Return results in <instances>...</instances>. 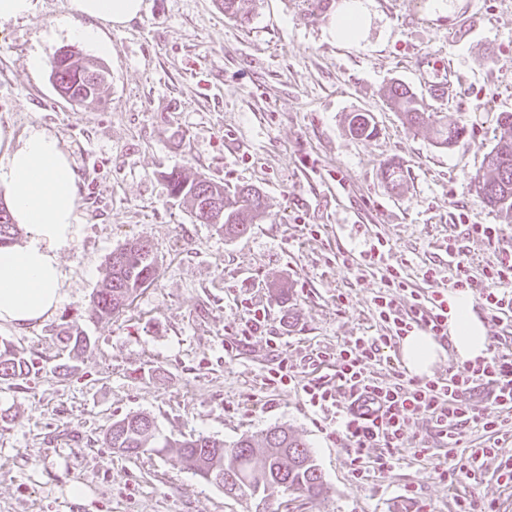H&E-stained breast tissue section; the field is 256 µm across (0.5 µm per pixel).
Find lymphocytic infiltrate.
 <instances>
[{"instance_id":"lymphocytic-infiltrate-1","label":"lymphocytic infiltrate","mask_w":512,"mask_h":512,"mask_svg":"<svg viewBox=\"0 0 512 512\" xmlns=\"http://www.w3.org/2000/svg\"><path fill=\"white\" fill-rule=\"evenodd\" d=\"M448 255L451 285L447 288L433 287L429 269L423 278L430 287L423 291L411 288L400 270H386L374 296L380 333L350 337L332 354L317 353L319 364L334 361L333 372L302 386L311 407L335 415L336 440L346 449L358 479H367L370 465L390 468L396 451L407 446L417 421L425 419L443 449V458L435 465L443 486L464 480L478 485L485 460L494 458L498 482L512 487V455H499L501 441L512 435V350L490 346L486 357L429 379L400 370L396 358L401 340L410 333L447 336L449 290H478L493 320L512 318L511 252L496 254L477 273L456 249H449ZM403 295L408 296V305H401ZM381 363L395 370L396 382L384 385L373 378L371 366ZM479 391L492 413H484L483 405L475 401ZM472 428L483 432L485 443L470 449L465 461H458L457 451ZM371 448L380 451L372 463L367 460Z\"/></svg>"}]
</instances>
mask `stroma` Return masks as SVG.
Masks as SVG:
<instances>
[{
	"instance_id": "35a3bbf8",
	"label": "stroma",
	"mask_w": 512,
	"mask_h": 512,
	"mask_svg": "<svg viewBox=\"0 0 512 512\" xmlns=\"http://www.w3.org/2000/svg\"><path fill=\"white\" fill-rule=\"evenodd\" d=\"M369 0L368 29L332 33L322 0H256L242 25L218 0H145L126 26H101L109 51L73 41L91 25L69 0H35L33 14L0 23V131L53 133L80 179L81 225L60 253L64 302L46 322L0 339L34 370L0 381V512H258L186 469L176 455L129 457L104 443L112 423L150 415L161 434L203 433L227 442L279 426L310 447L326 484L312 498L271 497L269 512H454L432 460L430 422L418 420L391 469L357 480L336 423L311 407L300 383L270 384L280 360L308 364L379 326L378 270L357 269L361 251L385 245L384 264L414 287L446 246L480 267L512 252V217L485 207L472 180L512 112V0ZM72 48L108 70L98 103L62 97L50 63ZM44 64L33 68V57ZM443 63L453 97L432 94ZM408 84L442 121H463L461 142L440 148L430 125L409 126L387 103ZM370 114L376 133L352 135L348 118ZM405 178H382L388 160ZM182 169L229 186L258 188L265 219L225 237L171 198L165 172ZM497 224L496 246L469 235ZM148 242L156 281L118 318L92 321L91 299L109 254ZM287 299H280V290ZM266 330L242 340L247 306ZM79 321L81 355L60 336ZM82 485L83 499L69 495Z\"/></svg>"
}]
</instances>
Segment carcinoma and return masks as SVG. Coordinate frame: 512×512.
Segmentation results:
<instances>
[{"label": "carcinoma", "mask_w": 512, "mask_h": 512, "mask_svg": "<svg viewBox=\"0 0 512 512\" xmlns=\"http://www.w3.org/2000/svg\"><path fill=\"white\" fill-rule=\"evenodd\" d=\"M254 0H221L224 14L244 23L250 21ZM51 70L60 93L77 104L93 102L101 97L106 71L98 62L79 57L67 50L54 57ZM388 99L403 120L419 125L430 118L420 97L410 86L396 82L388 91ZM497 123L501 135L486 155L473 178L475 192L484 206L512 215V112L499 113ZM349 131L360 138L376 132L371 116L356 113L349 118ZM464 128L458 123L437 122L435 143L448 148L459 143ZM385 181L400 185L404 174L400 162L392 159L382 167ZM172 196L187 201L199 223H205L203 209L219 201L223 209L224 236L246 235L252 225L265 217L264 200L252 186L233 189L199 175L191 177L182 170L166 174ZM10 209L0 205V246L11 245L19 235ZM158 267L152 248L136 243L114 250L107 259L106 274L93 295L89 316L95 320L110 319L128 307L137 292L157 278ZM64 341L70 350L85 352L91 339L78 327L65 331ZM30 363L19 356L12 344L0 341V380L10 381L29 374ZM105 444L127 455L176 452L180 461L207 482L224 488L230 494L265 501L278 496H320L325 490L322 473L305 442L281 427L270 428L261 436H246L226 443L211 436L198 435L177 440L163 436L154 420L143 413L127 415L112 423Z\"/></svg>", "instance_id": "obj_1"}]
</instances>
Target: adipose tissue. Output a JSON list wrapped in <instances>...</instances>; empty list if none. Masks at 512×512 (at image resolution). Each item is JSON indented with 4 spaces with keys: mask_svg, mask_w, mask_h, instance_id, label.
I'll return each mask as SVG.
<instances>
[{
    "mask_svg": "<svg viewBox=\"0 0 512 512\" xmlns=\"http://www.w3.org/2000/svg\"><path fill=\"white\" fill-rule=\"evenodd\" d=\"M70 2L74 12L114 27L138 18L145 8L144 0ZM0 194L16 223L26 229L23 244L0 248V324L22 328L58 311L66 277L59 253L74 240L81 222L77 176L54 134L36 127L19 137L0 133ZM448 338L459 361L487 354V329L468 292L448 299ZM442 351L422 332L401 342L405 367L419 376L430 373Z\"/></svg>",
    "mask_w": 512,
    "mask_h": 512,
    "instance_id": "obj_1",
    "label": "adipose tissue"
}]
</instances>
